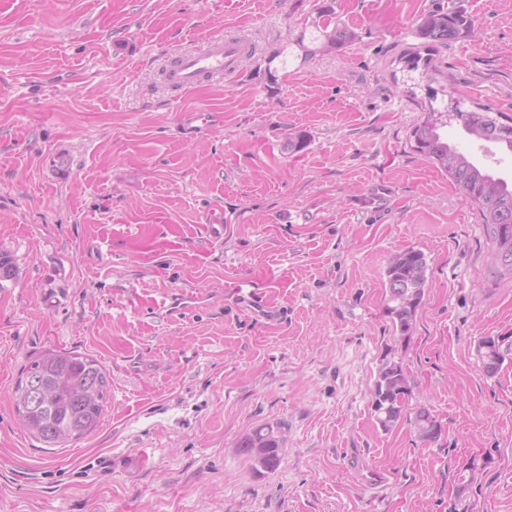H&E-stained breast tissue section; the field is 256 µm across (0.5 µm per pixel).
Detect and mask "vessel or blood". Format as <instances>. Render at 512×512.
Here are the masks:
<instances>
[{"label": "vessel or blood", "instance_id": "obj_1", "mask_svg": "<svg viewBox=\"0 0 512 512\" xmlns=\"http://www.w3.org/2000/svg\"><path fill=\"white\" fill-rule=\"evenodd\" d=\"M247 52L248 48L241 40H214L203 51L176 57L166 79L175 89L189 90L206 79L232 73Z\"/></svg>", "mask_w": 512, "mask_h": 512}]
</instances>
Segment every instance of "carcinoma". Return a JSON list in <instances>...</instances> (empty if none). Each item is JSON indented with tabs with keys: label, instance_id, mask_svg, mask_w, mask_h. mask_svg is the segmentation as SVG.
Instances as JSON below:
<instances>
[{
	"label": "carcinoma",
	"instance_id": "obj_1",
	"mask_svg": "<svg viewBox=\"0 0 512 512\" xmlns=\"http://www.w3.org/2000/svg\"><path fill=\"white\" fill-rule=\"evenodd\" d=\"M472 23L464 8L454 6L446 11L433 10L416 24L410 45L398 57L409 71L423 70L432 81L437 74L435 53L441 47L471 31ZM354 33L346 28L321 29V36L312 45L299 36L296 44L304 56L329 53L352 41ZM439 90L431 88L428 101L420 103L423 117L414 125L411 139L415 151L435 167L448 174L459 186L465 199L475 204L490 225L496 259L512 273V185L496 177L448 143L443 129L455 120L471 134L477 128L481 140L501 143L512 152V116L490 115L492 109L478 106L471 111L434 108ZM427 259L413 247L394 254L388 261L385 276V311L392 323L395 339L408 343L412 337L418 307L426 286ZM18 267L12 257L0 250V288L16 280ZM480 354L486 372L495 373L502 364L499 342L489 337L482 341ZM109 382L102 365L90 356L76 351H49L25 366L16 387L17 411L29 430L46 444L79 440L98 427L106 405ZM412 387L406 369L395 357V348L387 345L371 391V407L376 422L384 431L391 430L407 416ZM410 423L423 443L437 441L442 432L434 433L440 422L427 410L415 412ZM282 426L262 425L245 437L239 448L266 470H274L280 462Z\"/></svg>",
	"mask_w": 512,
	"mask_h": 512
}]
</instances>
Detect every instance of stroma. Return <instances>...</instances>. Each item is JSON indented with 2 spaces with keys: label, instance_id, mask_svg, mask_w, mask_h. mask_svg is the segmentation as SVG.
I'll return each instance as SVG.
<instances>
[{
  "label": "stroma",
  "instance_id": "35a3bbf8",
  "mask_svg": "<svg viewBox=\"0 0 512 512\" xmlns=\"http://www.w3.org/2000/svg\"><path fill=\"white\" fill-rule=\"evenodd\" d=\"M321 3L0 0V248L19 269L0 288V512H512V278L476 206L414 151L425 80L396 61L422 15L462 4L473 28L437 55L448 97L512 116V0H332L354 40L269 83ZM225 36L252 47L235 75L163 81ZM198 111L211 123L187 129ZM448 138L512 179L511 151ZM408 246L427 282L397 345L385 269ZM389 344L434 443L375 422ZM53 349L110 383L97 431L58 448L14 405ZM276 423L280 464L257 471L238 445ZM480 354L487 373H495L502 364L503 357L500 353L499 342L493 337L482 341Z\"/></svg>",
  "mask_w": 512,
  "mask_h": 512
}]
</instances>
